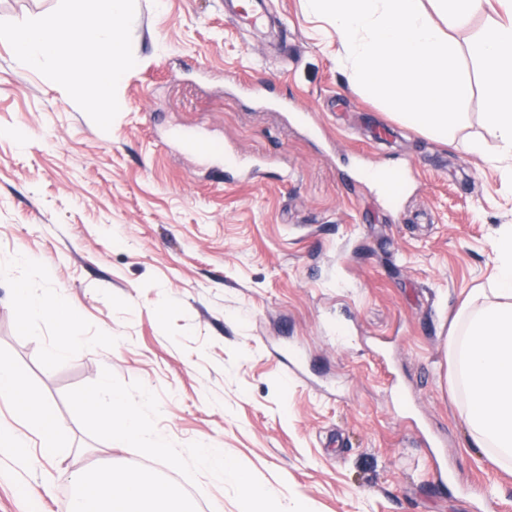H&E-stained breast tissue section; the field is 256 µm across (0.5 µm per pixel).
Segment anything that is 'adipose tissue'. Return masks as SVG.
<instances>
[{"label": "adipose tissue", "instance_id": "adipose-tissue-1", "mask_svg": "<svg viewBox=\"0 0 512 512\" xmlns=\"http://www.w3.org/2000/svg\"><path fill=\"white\" fill-rule=\"evenodd\" d=\"M474 57L481 76L487 105L486 119L494 130L496 144L472 143V152L501 162L512 159V7L480 34ZM499 257L496 276L472 289L458 307L446 339L449 385L461 400L460 412L474 447L497 466L512 468V230L495 241ZM16 303L27 316L53 314L60 325L48 355L61 359L84 348L85 343L71 326L72 306L63 295L45 300L24 287L15 290ZM21 373L0 364V402L22 404L24 428L0 425V454L22 468L55 459L57 422L41 403L26 402ZM106 416L104 426L110 439L145 446L147 453L165 457L167 444L152 437L143 420L124 410L122 399L109 384H101L94 400ZM40 432L43 444L32 454L30 432ZM202 469L216 479L237 483L246 497L259 503L276 498L270 486L254 485L242 469L228 463L215 448L196 451ZM74 486L66 512H189L188 503L174 489L152 475L136 470L114 471L112 467L71 472Z\"/></svg>", "mask_w": 512, "mask_h": 512}]
</instances>
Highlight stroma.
<instances>
[{
    "mask_svg": "<svg viewBox=\"0 0 512 512\" xmlns=\"http://www.w3.org/2000/svg\"><path fill=\"white\" fill-rule=\"evenodd\" d=\"M135 3L106 132L0 40V363L62 449L22 476L0 456V512H64L66 472L105 465L244 512L204 445L277 489L268 512H512V469L470 445L445 354L512 228V169L465 148L493 139L469 46L501 6L452 34L469 92L446 144L353 82L306 0H267L287 26L264 38L224 0ZM375 171L400 173L397 205ZM19 285L66 295L87 347L50 359L58 322L24 318ZM104 381L171 460L78 406Z\"/></svg>",
    "mask_w": 512,
    "mask_h": 512,
    "instance_id": "obj_1",
    "label": "stroma"
}]
</instances>
